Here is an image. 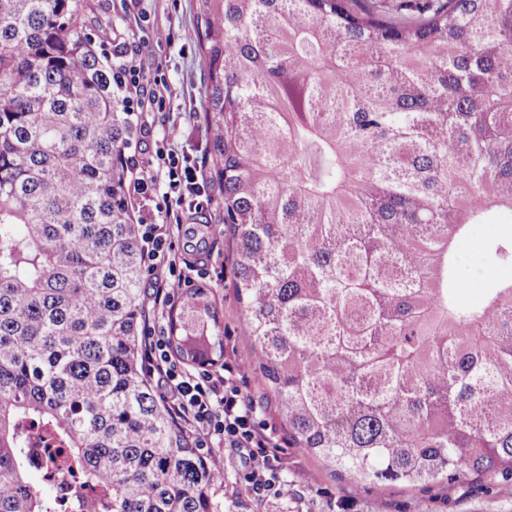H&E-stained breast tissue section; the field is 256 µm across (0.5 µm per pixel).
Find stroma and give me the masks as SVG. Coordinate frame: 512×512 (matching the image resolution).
I'll use <instances>...</instances> for the list:
<instances>
[{
    "label": "stroma",
    "instance_id": "35a3bbf8",
    "mask_svg": "<svg viewBox=\"0 0 512 512\" xmlns=\"http://www.w3.org/2000/svg\"><path fill=\"white\" fill-rule=\"evenodd\" d=\"M103 19L127 31L130 51L140 53L148 76L161 77L169 100L161 112H146L143 132L136 142L140 159L149 162L156 149L186 153L204 159L209 148V130L200 112L203 97L200 60L194 44L183 35L196 24L197 0H99ZM165 29L170 42H152V31ZM211 201L201 221L209 230L203 256L211 275L206 280L214 292L224 342L234 346L238 359L250 362L252 350L241 339L243 310L231 286V246L224 235V211L218 185H210ZM512 238V217L490 213L472 234L459 240L460 297L465 304H480L488 290L512 280V266L497 263L491 246ZM242 383L260 402L264 417L276 429L277 448L271 449L279 490L260 498L247 481L248 451L217 448L210 455L223 467L224 485L215 492L222 512H337L339 501L351 504V512H512V483L479 486L467 479L445 487L407 490L399 486L354 487L349 477L331 475L305 450L297 448L281 420L274 398L265 390L259 373L245 370Z\"/></svg>",
    "mask_w": 512,
    "mask_h": 512
}]
</instances>
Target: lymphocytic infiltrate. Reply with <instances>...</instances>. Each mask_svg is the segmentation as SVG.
<instances>
[{
	"instance_id": "obj_1",
	"label": "lymphocytic infiltrate",
	"mask_w": 512,
	"mask_h": 512,
	"mask_svg": "<svg viewBox=\"0 0 512 512\" xmlns=\"http://www.w3.org/2000/svg\"><path fill=\"white\" fill-rule=\"evenodd\" d=\"M142 64L136 55L124 56L118 74L121 83L138 88L130 111L152 112L166 101L165 85L155 80L141 82ZM138 193H158L160 201L149 221L139 229L142 243L140 261L151 273H161L162 280L153 292L145 294L144 306L157 312L171 305L186 288L208 278L209 271L182 259L177 248L181 229L176 215L201 211V199L208 194L203 164L189 156L157 153L156 160L138 169L133 180ZM142 360L149 375L157 377L166 389L165 405L171 416L190 426L201 448H246L250 451L248 482L260 493L274 489L273 465L268 450L272 445V427L261 417L260 408L241 383L244 363L235 349L224 352V370L220 373L200 368L194 371L177 365L164 350L160 336H145Z\"/></svg>"
}]
</instances>
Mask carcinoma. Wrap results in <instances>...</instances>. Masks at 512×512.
Segmentation results:
<instances>
[{"label":"carcinoma","mask_w":512,"mask_h":512,"mask_svg":"<svg viewBox=\"0 0 512 512\" xmlns=\"http://www.w3.org/2000/svg\"><path fill=\"white\" fill-rule=\"evenodd\" d=\"M92 0H0V512H221L140 366L137 124ZM209 178L252 366L292 441L354 486L512 481V280L458 302L456 243L512 215V0H199ZM224 355L207 287L169 315ZM31 439L26 455L28 466L45 476H52L53 488L56 498L64 503L69 501V493L73 487L66 481H61L54 475L57 471L59 457L57 448H46L47 443L41 436V430L31 429Z\"/></svg>","instance_id":"carcinoma-1"}]
</instances>
